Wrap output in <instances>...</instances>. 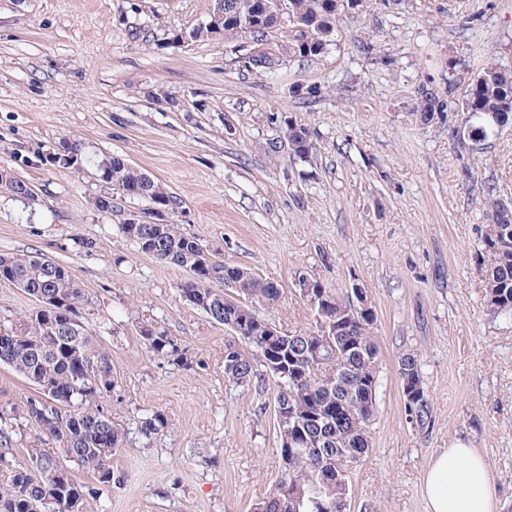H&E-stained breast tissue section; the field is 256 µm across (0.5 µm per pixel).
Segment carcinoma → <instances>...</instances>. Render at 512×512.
I'll use <instances>...</instances> for the list:
<instances>
[{"label": "carcinoma", "mask_w": 512, "mask_h": 512, "mask_svg": "<svg viewBox=\"0 0 512 512\" xmlns=\"http://www.w3.org/2000/svg\"><path fill=\"white\" fill-rule=\"evenodd\" d=\"M255 0H210L204 25L188 30L191 42L217 37L227 42L242 40L238 48H250L247 66L270 70L283 57L321 58L338 46L337 23L360 11L354 0H288L299 17L295 24L272 28L255 12L242 21ZM448 100L419 89L414 108L419 122L428 125L447 117ZM468 114L459 135L461 143L479 142L512 124V69L491 64L471 78L461 102ZM283 138L293 157L306 161L315 151L312 133L296 120L285 122ZM112 189L122 196L152 205L172 206V196L150 175L133 167L125 158L112 157ZM490 223L483 235L481 258L485 296L493 310L512 311V207L494 202ZM122 235L157 260L182 268L192 267L203 245L181 234L177 225H120ZM8 263L0 268V282L9 283L38 297L50 294L64 302V308H78L82 291L71 274L50 262L51 271L37 272L40 265L30 256L4 255ZM235 275L239 306L224 307V279ZM315 319L330 322L334 332L332 348L323 346L319 326L305 331L270 335L268 322L256 306L279 301L278 282L263 279L251 271L214 257L199 282L181 288L192 294L194 306L213 308L212 319L227 328L243 330L239 336L245 348L229 347L224 355V372L237 384L251 381L262 367L276 383L275 401L288 407L302 420L279 432L282 475L273 489L259 500L253 512H347L349 486L347 463L369 450L368 427L375 414V392L379 350L372 325L375 319L357 311L350 300L337 295L323 282L314 281ZM146 349L156 356L178 353L175 340L151 329L142 334ZM98 368V380L85 378L82 364ZM417 359L406 356L399 362L404 402L412 405L415 427L429 426V401ZM0 365H6L37 387L38 396L28 401L21 415L0 416V447L9 453L11 433L30 424L40 442L59 448L55 455L41 448L29 450L37 462L11 471L0 489V512H30V503L44 502L51 512H64L61 503L79 500V512H89L82 485L70 474L57 477L51 467L61 459L82 466L101 484L112 483V455L119 449L120 430L99 406L112 392V360L97 344L93 334L81 328L74 341L65 329L52 333L33 314L19 325V331L0 335ZM163 414L156 412L142 421V434L150 438L164 427ZM322 441L321 449L314 448Z\"/></svg>", "instance_id": "cac0c4a2"}]
</instances>
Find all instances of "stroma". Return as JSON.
I'll return each instance as SVG.
<instances>
[{"label": "stroma", "instance_id": "35a3bbf8", "mask_svg": "<svg viewBox=\"0 0 512 512\" xmlns=\"http://www.w3.org/2000/svg\"><path fill=\"white\" fill-rule=\"evenodd\" d=\"M208 5L0 0V170L37 193L30 207L0 193V253L65 266L83 292L81 321L112 358L102 406L123 437L112 482L71 469L92 512H253L281 475L280 438L273 379L229 380L224 353L238 337L181 297L186 269L121 234L147 202L99 212L92 165L49 164L69 140L124 156L176 199L183 235L277 281L280 300L258 312L280 331L315 320L298 274L343 298L362 289L379 365L348 512H426L425 471L459 441L485 457L498 512H512V311L489 309L479 266L490 198L512 205V125L466 148L457 140L471 77L512 68V0H367L339 23L337 50L267 73L223 39L174 41ZM423 83L447 97L446 120L416 119ZM297 86L314 96H292ZM285 117L312 131L309 161L281 144ZM36 308L0 282V332ZM146 327L172 336L180 359L148 352ZM408 355L430 401L422 430L400 387ZM36 395L0 365V412ZM156 412L165 426L145 438L140 424Z\"/></svg>", "mask_w": 512, "mask_h": 512}]
</instances>
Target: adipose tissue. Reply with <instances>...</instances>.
Here are the masks:
<instances>
[{
	"label": "adipose tissue",
	"mask_w": 512,
	"mask_h": 512,
	"mask_svg": "<svg viewBox=\"0 0 512 512\" xmlns=\"http://www.w3.org/2000/svg\"><path fill=\"white\" fill-rule=\"evenodd\" d=\"M427 512H497L485 458L465 443L435 455L425 474Z\"/></svg>",
	"instance_id": "1"
}]
</instances>
